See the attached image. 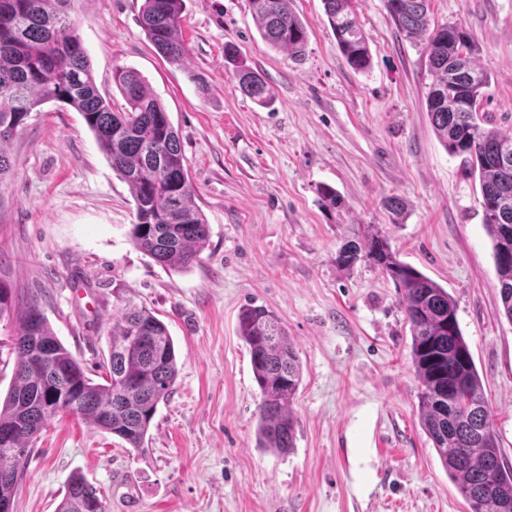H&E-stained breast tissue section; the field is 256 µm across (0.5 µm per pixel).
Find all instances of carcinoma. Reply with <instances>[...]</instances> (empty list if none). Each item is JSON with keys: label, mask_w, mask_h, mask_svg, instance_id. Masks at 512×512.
<instances>
[{"label": "carcinoma", "mask_w": 512, "mask_h": 512, "mask_svg": "<svg viewBox=\"0 0 512 512\" xmlns=\"http://www.w3.org/2000/svg\"><path fill=\"white\" fill-rule=\"evenodd\" d=\"M74 0H0V183L16 169L10 140L28 115L48 102L82 115L112 170L127 184L135 205L131 241L156 263L188 269L198 263L210 227L195 202L180 138L168 111L133 68H117L113 82L124 107L112 109L99 93L89 55L69 18ZM184 0H143L139 24L156 51L174 64L187 58L182 38ZM268 46L304 55L307 27L290 0H248ZM347 65L368 68V37L356 20V0H322ZM398 30L425 41L432 76L426 109L448 153L479 175L483 224L491 239L504 317L512 323V134L478 118L488 73L477 64L479 47L461 25L430 27L428 0H385ZM239 89L260 106L273 93L262 76L241 64ZM378 266L394 283L410 325L411 360L419 381L420 423L469 512H512V469L505 466L490 422L482 381L448 291L397 259L389 240L367 226L336 255L350 268L357 260ZM107 334L102 382L86 373L52 330L39 300L0 280V319L17 314L15 371L0 399V512H13L29 445L46 422L72 414L88 426L145 451L151 422L178 374L174 341L154 312L124 288ZM237 332L249 348L262 399L256 410L258 447L286 453L294 447L292 403L302 380L297 352L278 315L248 305ZM44 350L46 358L35 360ZM57 512H107L106 501L73 475Z\"/></svg>", "instance_id": "cac0c4a2"}]
</instances>
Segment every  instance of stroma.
I'll list each match as a JSON object with an SVG mask.
<instances>
[{
    "label": "stroma",
    "mask_w": 512,
    "mask_h": 512,
    "mask_svg": "<svg viewBox=\"0 0 512 512\" xmlns=\"http://www.w3.org/2000/svg\"><path fill=\"white\" fill-rule=\"evenodd\" d=\"M142 0H74L70 17L100 94L124 100L115 68L136 69L179 132L208 248L185 271L129 237L130 190L81 114L49 102L5 149L0 279L34 294L56 336L90 375L107 355L115 287L152 309L179 373L148 431L146 453L71 416L31 445L14 512H56L83 475L108 512H468L418 418L411 336L392 280L346 269L338 250L358 225L386 235L400 261L454 299L505 465L512 466V324L501 315L478 181L448 154L426 112L425 44L405 38L385 0H358L372 67L345 62L321 0H292L307 27L302 60L260 37L247 0H184V67L138 24ZM435 25L459 24L491 76L481 108L512 133V0H430ZM232 45L235 59L224 55ZM273 91L262 107L236 86V64ZM202 76L199 92L189 73ZM341 195L325 206L320 185ZM400 197L404 210L384 206ZM277 313L302 364L294 448L258 447L261 392L237 333L242 307Z\"/></svg>",
    "instance_id": "35a3bbf8"
}]
</instances>
